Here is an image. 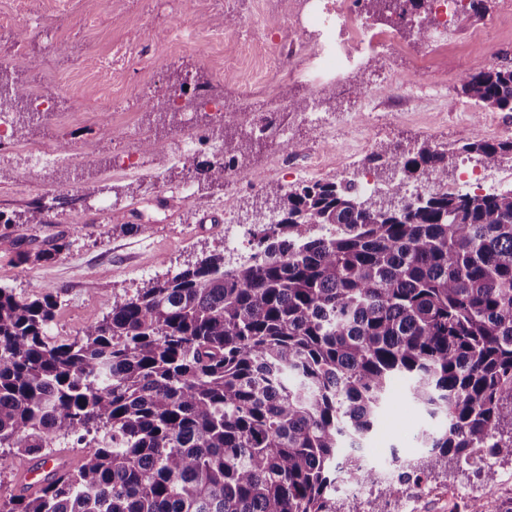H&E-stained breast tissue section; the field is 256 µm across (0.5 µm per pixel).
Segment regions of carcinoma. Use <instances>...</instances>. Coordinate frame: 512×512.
Wrapping results in <instances>:
<instances>
[{
  "label": "carcinoma",
  "mask_w": 512,
  "mask_h": 512,
  "mask_svg": "<svg viewBox=\"0 0 512 512\" xmlns=\"http://www.w3.org/2000/svg\"><path fill=\"white\" fill-rule=\"evenodd\" d=\"M376 19L413 18L429 0H361ZM0 113L21 109L13 85ZM474 104L512 112V65L462 77ZM240 150L206 179L224 181ZM461 151L487 166L512 136ZM453 155L430 144L378 154L403 178L444 181ZM323 224L329 232L310 233ZM251 257L203 255L112 302L79 337L50 336L58 300L0 287V474L17 457L53 462L41 486L0 497V512H336L343 476L374 486L362 441L396 379L440 426L428 456L392 454L401 480L450 459L512 457V189L434 193L390 209L348 181L281 190L277 223ZM17 259L49 261L65 246Z\"/></svg>",
  "instance_id": "obj_1"
}]
</instances>
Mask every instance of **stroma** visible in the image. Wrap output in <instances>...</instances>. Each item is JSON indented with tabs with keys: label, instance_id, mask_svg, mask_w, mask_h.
Returning a JSON list of instances; mask_svg holds the SVG:
<instances>
[{
	"label": "stroma",
	"instance_id": "obj_1",
	"mask_svg": "<svg viewBox=\"0 0 512 512\" xmlns=\"http://www.w3.org/2000/svg\"><path fill=\"white\" fill-rule=\"evenodd\" d=\"M511 1L484 0L483 12L460 18L444 50L442 75L418 72L420 61L432 53L431 40L404 27L396 54L365 58L358 71L363 90L376 93L377 111L392 115L369 132L366 153L424 143L453 151L476 137H494V128L478 130L476 117H458L455 107L465 100L464 73L478 55L492 53L479 48L477 39L489 19L501 18L499 43L512 47V12L506 9ZM309 11L307 0H223L217 11L209 0H182L175 10L164 0H0V14L11 18L0 27V70L54 108L37 138L13 132L12 161L0 175V213L23 221L9 236H0V286L29 298L56 295L61 306L53 337L76 336L101 320L123 291L146 287L203 254L223 250L224 222L215 203L224 196L232 197L239 223L252 225L272 212L275 193L284 186L272 172L284 153L279 138L237 157L236 182L192 183L180 155L184 113L159 116L151 104L173 92L189 106L207 95L222 100L228 112H238L241 87L259 66L253 51L241 50L239 32L252 28L259 43L287 44L292 29L309 39L313 32L304 22ZM292 97L316 102L339 126L360 111V96L328 72L289 84L268 80L255 109L266 112L275 128L287 130L300 151L324 144L328 129L288 107ZM118 135L135 155L136 173L109 164ZM154 139L158 148L146 150L145 142ZM34 142L68 144L78 161L29 171L21 152ZM188 183L193 190L186 197L181 189ZM38 203L44 207L42 221L33 224L29 218ZM19 236L38 246L59 236L67 247L52 260L21 264L12 244ZM407 389V381L393 382L366 443L365 461L377 470L380 483L360 493L339 481L336 512H388L391 451L426 458L416 436L438 422L411 401ZM493 468L496 478L488 483L475 468L450 463L425 477L431 494L413 495L404 512H448L442 492L451 487L458 489L466 510L477 502L485 512H498L512 500V460L497 458Z\"/></svg>",
	"mask_w": 512,
	"mask_h": 512
}]
</instances>
